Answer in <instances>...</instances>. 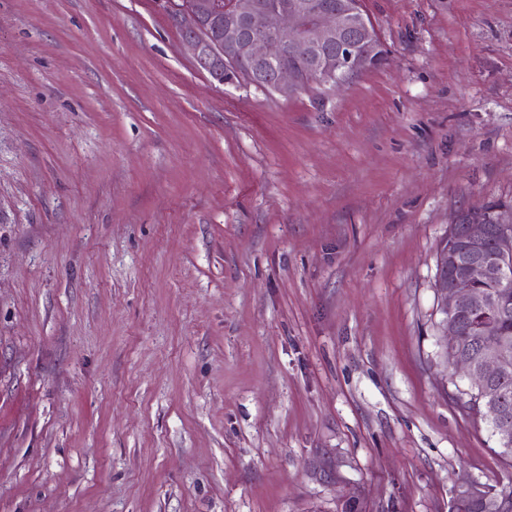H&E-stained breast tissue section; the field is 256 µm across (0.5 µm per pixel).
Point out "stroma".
<instances>
[{
  "label": "stroma",
  "instance_id": "stroma-1",
  "mask_svg": "<svg viewBox=\"0 0 512 512\" xmlns=\"http://www.w3.org/2000/svg\"><path fill=\"white\" fill-rule=\"evenodd\" d=\"M290 98L156 0H0V512H448L512 487L436 256L512 202V0H363Z\"/></svg>",
  "mask_w": 512,
  "mask_h": 512
}]
</instances>
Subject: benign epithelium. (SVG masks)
Segmentation results:
<instances>
[{
  "label": "benign epithelium",
  "instance_id": "1",
  "mask_svg": "<svg viewBox=\"0 0 512 512\" xmlns=\"http://www.w3.org/2000/svg\"><path fill=\"white\" fill-rule=\"evenodd\" d=\"M162 10L181 27L184 48L198 66L214 72L220 83L234 81L243 71L249 85L271 89L283 97L315 83L339 87L343 78L384 52L361 8L360 0H158ZM459 212L449 233L465 237L471 257L462 260L446 249L438 252L435 290L440 300L439 327L454 364L470 386L488 399L484 408L498 417L492 381L512 367V346L486 347L479 363L455 352L461 334L450 315L466 309L482 312L488 293L478 284L500 274L502 265L481 257L490 230H495L503 255L512 251V208L495 210L494 224H480Z\"/></svg>",
  "mask_w": 512,
  "mask_h": 512
}]
</instances>
